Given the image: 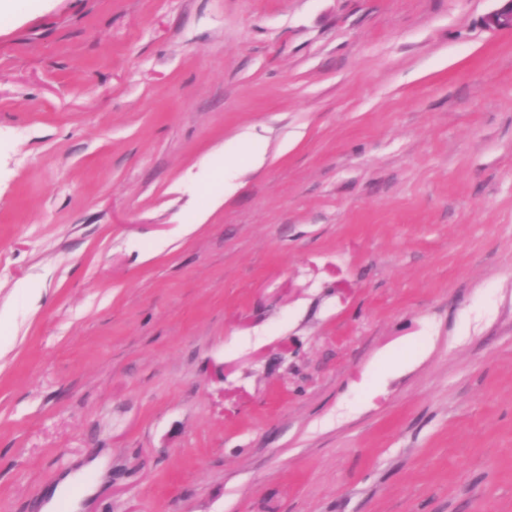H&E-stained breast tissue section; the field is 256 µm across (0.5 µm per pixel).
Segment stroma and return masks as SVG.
<instances>
[{"label":"stroma","instance_id":"1","mask_svg":"<svg viewBox=\"0 0 512 512\" xmlns=\"http://www.w3.org/2000/svg\"><path fill=\"white\" fill-rule=\"evenodd\" d=\"M499 6L21 0L0 512L102 454L85 512H512ZM247 128L228 197L204 179Z\"/></svg>","mask_w":512,"mask_h":512}]
</instances>
